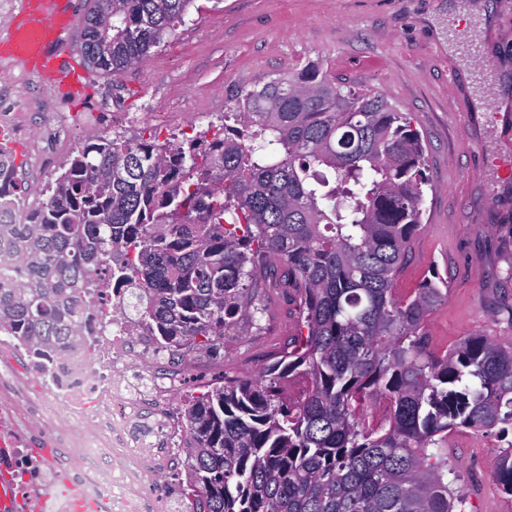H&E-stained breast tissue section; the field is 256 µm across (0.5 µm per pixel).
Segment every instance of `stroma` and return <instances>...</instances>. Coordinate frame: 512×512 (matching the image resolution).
I'll return each instance as SVG.
<instances>
[{
    "mask_svg": "<svg viewBox=\"0 0 512 512\" xmlns=\"http://www.w3.org/2000/svg\"><path fill=\"white\" fill-rule=\"evenodd\" d=\"M488 24L476 51L456 55L466 27L448 26V0H195L182 25L148 60L112 80L89 73L91 98L62 113L29 108V133L63 120L76 124L119 88L127 120L113 118L74 147L118 136L192 137L218 125L225 103L270 78L315 63L345 85L383 95L410 115L427 147L432 189L423 224L396 281L407 297L431 277L447 297L424 331L437 354L481 334L512 340V0H484ZM297 310L287 292L268 291L262 310L246 312L224 332V374L252 382L295 335ZM31 407L26 447L55 449L90 431L58 430L44 411V377L27 354L0 359ZM512 448V424L448 434V463L473 512H512L494 468Z\"/></svg>",
    "mask_w": 512,
    "mask_h": 512,
    "instance_id": "obj_1",
    "label": "stroma"
}]
</instances>
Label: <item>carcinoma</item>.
Returning a JSON list of instances; mask_svg holds the SVG:
<instances>
[{
  "mask_svg": "<svg viewBox=\"0 0 512 512\" xmlns=\"http://www.w3.org/2000/svg\"><path fill=\"white\" fill-rule=\"evenodd\" d=\"M194 0H88L81 53L110 76L144 62ZM425 146L381 95L305 67L242 91L212 138H114L80 147L39 224H8L0 334L49 373L94 339L80 320L102 283L112 306L172 356L216 358L224 328L264 288L299 298V331L261 381H194L181 411L180 494L192 512H466L448 432L512 422V343L470 336L439 356L423 324L445 293L395 280L422 224ZM310 380L303 397L280 383ZM376 425L364 407L379 400ZM497 471L512 495V448Z\"/></svg>",
  "mask_w": 512,
  "mask_h": 512,
  "instance_id": "obj_1",
  "label": "carcinoma"
}]
</instances>
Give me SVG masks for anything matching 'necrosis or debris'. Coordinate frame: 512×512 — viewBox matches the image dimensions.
Masks as SVG:
<instances>
[{
  "mask_svg": "<svg viewBox=\"0 0 512 512\" xmlns=\"http://www.w3.org/2000/svg\"><path fill=\"white\" fill-rule=\"evenodd\" d=\"M86 335L96 340V355L81 364L55 367L49 383L52 413L60 419L83 418L93 427L79 442L83 463L119 448L127 461L117 490L116 512H141L135 486L179 472L181 459L171 442L180 414L175 399L184 386V372L160 371L154 339L129 320L113 321L104 332L102 310L91 305L84 315ZM5 474L20 477L19 488L32 494L41 512H72L70 498L56 494V467L32 448L6 451Z\"/></svg>",
  "mask_w": 512,
  "mask_h": 512,
  "instance_id": "obj_1",
  "label": "necrosis or debris"
}]
</instances>
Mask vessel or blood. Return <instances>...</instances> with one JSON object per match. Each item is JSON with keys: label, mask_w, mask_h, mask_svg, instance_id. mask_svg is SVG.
I'll use <instances>...</instances> for the list:
<instances>
[{"label": "vessel or blood", "mask_w": 512, "mask_h": 512, "mask_svg": "<svg viewBox=\"0 0 512 512\" xmlns=\"http://www.w3.org/2000/svg\"><path fill=\"white\" fill-rule=\"evenodd\" d=\"M75 23L70 0H24L5 53L24 62L49 84L62 83L80 90L86 72L67 54L64 39Z\"/></svg>", "instance_id": "1"}]
</instances>
